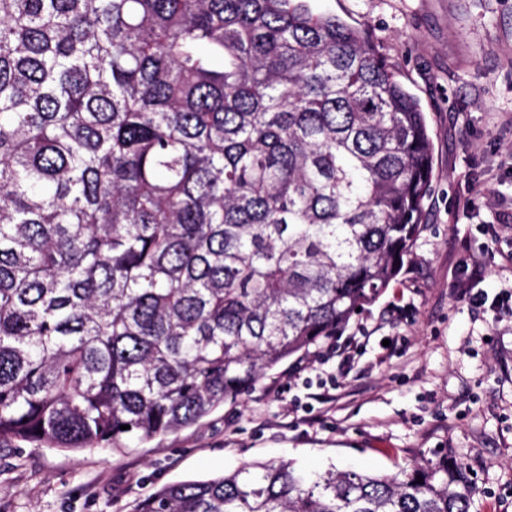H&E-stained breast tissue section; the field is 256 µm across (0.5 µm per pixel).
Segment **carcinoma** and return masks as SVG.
I'll list each match as a JSON object with an SVG mask.
<instances>
[{
    "instance_id": "obj_1",
    "label": "carcinoma",
    "mask_w": 512,
    "mask_h": 512,
    "mask_svg": "<svg viewBox=\"0 0 512 512\" xmlns=\"http://www.w3.org/2000/svg\"><path fill=\"white\" fill-rule=\"evenodd\" d=\"M432 166L373 38L309 0H0V443L164 436L309 355L399 274ZM474 494L446 461H266L135 512H470Z\"/></svg>"
}]
</instances>
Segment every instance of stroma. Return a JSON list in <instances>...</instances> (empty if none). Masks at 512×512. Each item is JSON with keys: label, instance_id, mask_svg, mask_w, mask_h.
<instances>
[{"label": "stroma", "instance_id": "obj_1", "mask_svg": "<svg viewBox=\"0 0 512 512\" xmlns=\"http://www.w3.org/2000/svg\"><path fill=\"white\" fill-rule=\"evenodd\" d=\"M311 5L370 31L433 144L422 232L347 327L349 367L289 359L197 423L121 449L14 443L0 449V512H133L164 484L253 461L393 475L442 458L473 483L471 512H512V319L456 294L512 291V0Z\"/></svg>", "mask_w": 512, "mask_h": 512}]
</instances>
